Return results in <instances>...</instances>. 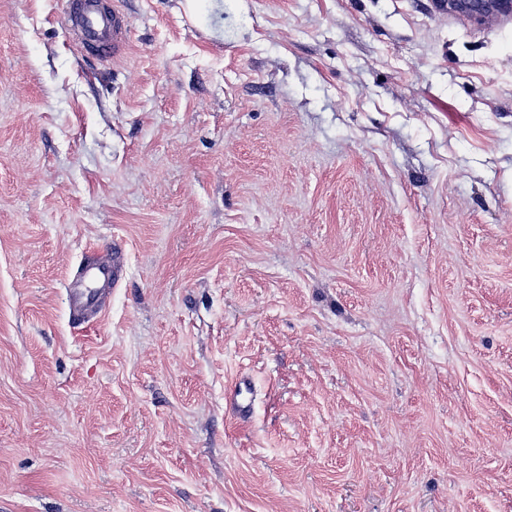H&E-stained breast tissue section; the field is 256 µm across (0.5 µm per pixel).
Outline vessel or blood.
I'll list each match as a JSON object with an SVG mask.
<instances>
[{
  "label": "vessel or blood",
  "instance_id": "1",
  "mask_svg": "<svg viewBox=\"0 0 512 512\" xmlns=\"http://www.w3.org/2000/svg\"><path fill=\"white\" fill-rule=\"evenodd\" d=\"M67 4L68 33L77 53L97 63L115 61L127 54L131 17L119 0L109 8L99 0H67ZM123 273L121 247H114L107 256L87 253L64 285L71 317L83 323L95 319L106 308Z\"/></svg>",
  "mask_w": 512,
  "mask_h": 512
}]
</instances>
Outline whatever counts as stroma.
Here are the masks:
<instances>
[{"mask_svg":"<svg viewBox=\"0 0 512 512\" xmlns=\"http://www.w3.org/2000/svg\"><path fill=\"white\" fill-rule=\"evenodd\" d=\"M121 2L0 0V512H512V28ZM99 0H67L70 26L68 35L80 55L97 63L114 64L127 54L131 17L120 5L104 8ZM123 273L121 247L115 246L107 256L87 253L64 285L71 317L83 323L95 319L107 307L112 289L119 285Z\"/></svg>","mask_w":512,"mask_h":512,"instance_id":"1","label":"stroma"}]
</instances>
